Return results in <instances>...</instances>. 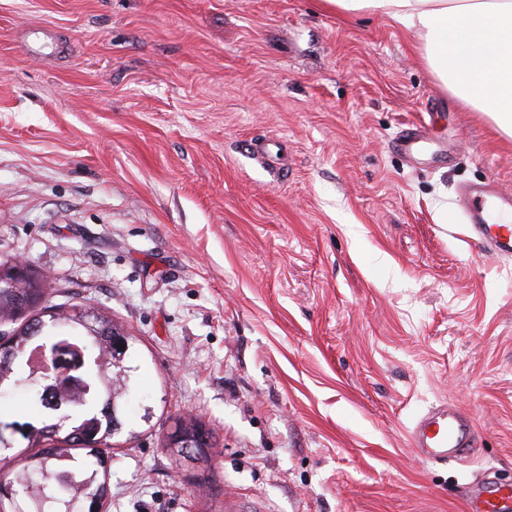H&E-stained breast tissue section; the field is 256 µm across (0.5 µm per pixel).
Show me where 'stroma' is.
Returning a JSON list of instances; mask_svg holds the SVG:
<instances>
[{"label": "stroma", "mask_w": 512, "mask_h": 512, "mask_svg": "<svg viewBox=\"0 0 512 512\" xmlns=\"http://www.w3.org/2000/svg\"><path fill=\"white\" fill-rule=\"evenodd\" d=\"M412 125L447 160H406ZM489 180L512 192V138L383 16L0 0V258L137 338L109 512H467L485 471L512 484V258L457 195ZM443 403L466 462L408 442ZM189 412L219 438L200 472L163 446ZM0 421L54 416L9 382Z\"/></svg>", "instance_id": "1"}]
</instances>
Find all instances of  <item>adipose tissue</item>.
<instances>
[{
  "label": "adipose tissue",
  "instance_id": "obj_1",
  "mask_svg": "<svg viewBox=\"0 0 512 512\" xmlns=\"http://www.w3.org/2000/svg\"><path fill=\"white\" fill-rule=\"evenodd\" d=\"M414 33L446 88L512 138V0H326Z\"/></svg>",
  "mask_w": 512,
  "mask_h": 512
}]
</instances>
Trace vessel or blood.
Here are the masks:
<instances>
[{"label": "vessel or blood", "instance_id": "b4317fda", "mask_svg": "<svg viewBox=\"0 0 512 512\" xmlns=\"http://www.w3.org/2000/svg\"><path fill=\"white\" fill-rule=\"evenodd\" d=\"M424 137L418 127L402 131L397 140L398 150L415 157L424 147ZM471 227L475 243L481 249L512 257V225L503 223L505 214L512 212V194L494 186L471 190ZM410 445L426 461L442 463L461 456L476 447L475 432L466 414L453 406L441 404L429 409L410 431ZM471 512H512V485L496 488L481 486L471 496Z\"/></svg>", "mask_w": 512, "mask_h": 512}]
</instances>
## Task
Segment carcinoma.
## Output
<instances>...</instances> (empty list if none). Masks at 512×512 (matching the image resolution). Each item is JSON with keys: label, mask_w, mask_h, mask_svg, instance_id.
<instances>
[{"label": "carcinoma", "mask_w": 512, "mask_h": 512, "mask_svg": "<svg viewBox=\"0 0 512 512\" xmlns=\"http://www.w3.org/2000/svg\"><path fill=\"white\" fill-rule=\"evenodd\" d=\"M25 274L26 287L0 288V322L22 320L16 328L0 334L9 339V345L0 347V386L18 372L29 371L33 349L46 347L51 351L58 343L73 339L90 364L87 383L102 399V407L95 413L94 403L81 398L72 403L83 411L80 424H69L72 415L64 413L53 424L21 434L26 447L36 452L26 456L23 467L7 479L13 494H0V512H34L55 501L62 504V512H101L112 500L109 455L101 448L86 446L85 438L90 432L105 442L122 431L119 409L130 392L125 361L133 337L105 311L48 303L44 276L30 268ZM170 431L196 437L197 457L204 462L210 460L216 448V433L199 416L191 413L175 417ZM75 449L85 450L86 460L68 473L70 496L59 500L51 494L56 475L50 468L56 457L76 459Z\"/></svg>", "instance_id": "cac0c4a2"}]
</instances>
